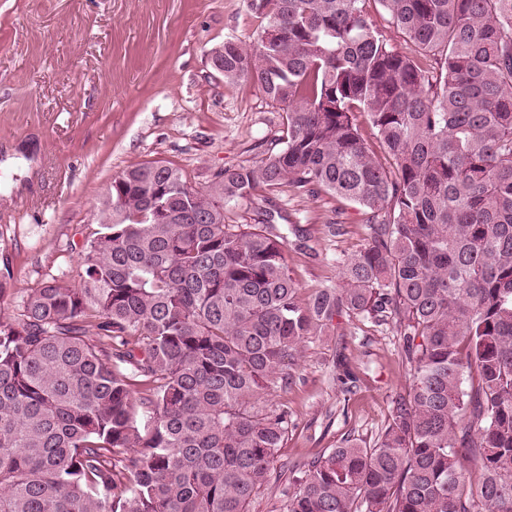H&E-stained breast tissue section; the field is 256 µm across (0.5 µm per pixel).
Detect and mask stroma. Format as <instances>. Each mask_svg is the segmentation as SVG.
Returning a JSON list of instances; mask_svg holds the SVG:
<instances>
[{
	"instance_id": "stroma-1",
	"label": "stroma",
	"mask_w": 512,
	"mask_h": 512,
	"mask_svg": "<svg viewBox=\"0 0 512 512\" xmlns=\"http://www.w3.org/2000/svg\"><path fill=\"white\" fill-rule=\"evenodd\" d=\"M256 31L248 0H0V262L13 275L0 313L50 279L77 283L100 205L126 168L162 161L202 189L220 169L283 148L280 107L211 63L225 39ZM269 209L278 227L306 235L286 248L301 299L337 288L339 262L367 242L361 212L284 186L227 204L224 221L254 224ZM409 383L391 322L341 315L306 339L292 380L257 401L287 410L289 429L251 512H282L290 466L348 437L372 443Z\"/></svg>"
}]
</instances>
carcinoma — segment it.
<instances>
[{
  "label": "carcinoma",
  "mask_w": 512,
  "mask_h": 512,
  "mask_svg": "<svg viewBox=\"0 0 512 512\" xmlns=\"http://www.w3.org/2000/svg\"><path fill=\"white\" fill-rule=\"evenodd\" d=\"M250 9L257 40L224 41L213 67L283 107L285 146L204 190L164 162L127 168L79 284L0 315V512H250L288 433L254 403L343 312L394 322L409 390L374 445L292 467L283 512H512V0ZM283 185L365 215L339 293L301 302L272 212L224 223V204Z\"/></svg>",
  "instance_id": "cac0c4a2"
}]
</instances>
